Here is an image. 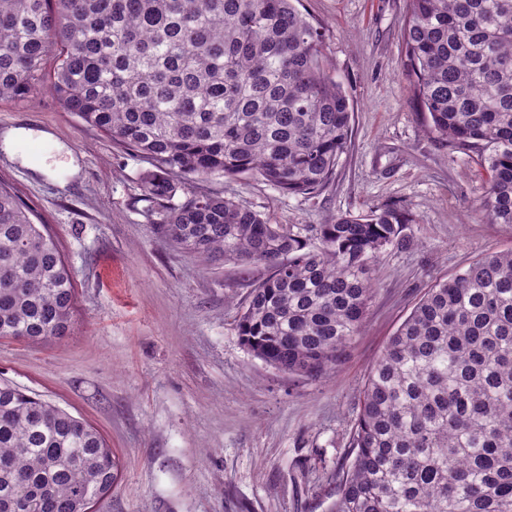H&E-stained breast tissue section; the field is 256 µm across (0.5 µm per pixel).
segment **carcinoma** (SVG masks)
I'll return each instance as SVG.
<instances>
[{"label": "carcinoma", "mask_w": 512, "mask_h": 512, "mask_svg": "<svg viewBox=\"0 0 512 512\" xmlns=\"http://www.w3.org/2000/svg\"><path fill=\"white\" fill-rule=\"evenodd\" d=\"M404 54L429 132L476 156L481 211L512 224V0H408ZM44 87L149 161L145 196L175 246L270 268L237 320L250 353L314 380L341 361L380 255L413 244L411 211L308 235L187 187L255 174L318 195L336 174L354 103L293 0H0V99ZM74 297L54 241L0 187V338L68 335ZM349 458L328 512H512V251L426 291L368 375ZM118 475L96 429L0 381V512H85Z\"/></svg>", "instance_id": "1"}]
</instances>
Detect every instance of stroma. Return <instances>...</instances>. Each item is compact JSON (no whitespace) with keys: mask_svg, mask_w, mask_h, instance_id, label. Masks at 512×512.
Segmentation results:
<instances>
[{"mask_svg":"<svg viewBox=\"0 0 512 512\" xmlns=\"http://www.w3.org/2000/svg\"><path fill=\"white\" fill-rule=\"evenodd\" d=\"M324 33L323 54L354 102L352 138L318 196L259 176L191 183L305 230L383 205L408 208L409 248L381 254L364 325L317 380L252 356L236 316L270 270L204 260L155 223L147 160L67 112L51 91L0 101V135L49 133L33 170L0 152V186L55 240L73 278L71 331L55 343L0 340V379L96 427L120 479L97 512H325L347 464L365 381L430 286L488 253L512 249V224L477 210L475 160L437 142L411 98L407 0H299ZM73 158V168L63 165Z\"/></svg>","mask_w":512,"mask_h":512,"instance_id":"1","label":"stroma"}]
</instances>
